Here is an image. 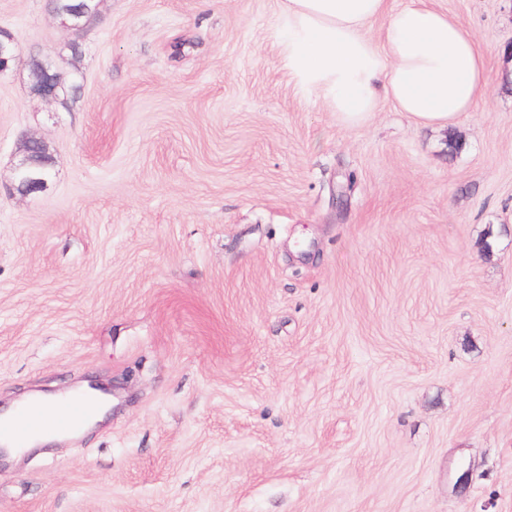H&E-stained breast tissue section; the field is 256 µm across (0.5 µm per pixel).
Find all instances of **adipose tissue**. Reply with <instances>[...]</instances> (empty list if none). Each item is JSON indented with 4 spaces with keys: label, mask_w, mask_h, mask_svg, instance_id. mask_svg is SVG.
<instances>
[{
    "label": "adipose tissue",
    "mask_w": 512,
    "mask_h": 512,
    "mask_svg": "<svg viewBox=\"0 0 512 512\" xmlns=\"http://www.w3.org/2000/svg\"><path fill=\"white\" fill-rule=\"evenodd\" d=\"M381 22L382 35L367 32ZM281 47L299 87L346 126L381 101L419 125L445 128L474 111L488 79L489 48L457 17L426 0H284Z\"/></svg>",
    "instance_id": "1"
}]
</instances>
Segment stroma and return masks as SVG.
<instances>
[{"label":"stroma","instance_id":"1","mask_svg":"<svg viewBox=\"0 0 512 512\" xmlns=\"http://www.w3.org/2000/svg\"><path fill=\"white\" fill-rule=\"evenodd\" d=\"M430 4L491 48L445 131L341 124L282 0H100L78 34L0 0V403L112 390L0 464V512H512V0ZM47 56L77 92L31 94ZM21 47L18 40L7 29H0V75L11 70L20 59ZM22 151L15 165L16 184L14 189L22 196L39 192L47 185L51 160L46 156L43 141L23 133L20 136Z\"/></svg>","mask_w":512,"mask_h":512}]
</instances>
